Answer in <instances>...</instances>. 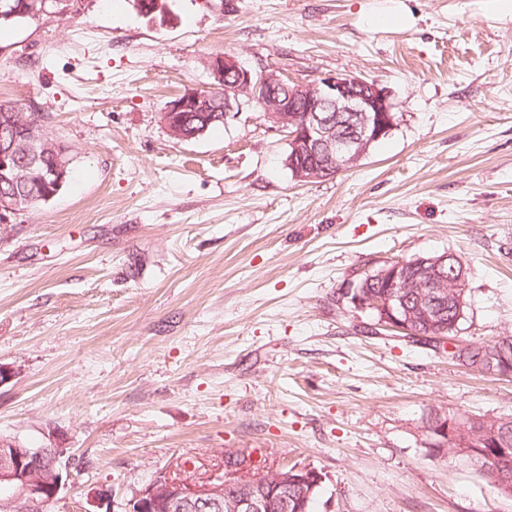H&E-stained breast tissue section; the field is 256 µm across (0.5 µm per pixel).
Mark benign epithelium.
<instances>
[{
	"label": "benign epithelium",
	"mask_w": 512,
	"mask_h": 512,
	"mask_svg": "<svg viewBox=\"0 0 512 512\" xmlns=\"http://www.w3.org/2000/svg\"><path fill=\"white\" fill-rule=\"evenodd\" d=\"M208 69L222 94L224 107L197 90H188L167 103L160 121L176 140H189L178 112L223 111L224 121L237 118L243 108L256 107L270 128L288 137L285 165L299 182L323 179L331 168L341 171L355 165L368 153L372 143L391 134L397 126L395 103L377 81L353 72H328L309 84L294 82L269 66L250 68L235 56L216 55L207 61ZM336 116H331V113ZM23 131L26 137H13L10 147L0 145V180L12 183L17 191L0 195V223L21 210L19 189L38 185L42 192L56 195L67 176L64 151L41 125L17 112L0 114V131ZM455 255L414 257L391 267H382L377 277L388 288H406V267H419L432 274L435 288L447 286L443 271ZM363 283L352 280L342 290L340 299L351 300L356 310H376L380 327L388 326L408 335L410 312L400 294L368 298L359 293ZM484 368L512 375V358L489 356ZM473 417L439 414L428 432L434 445H453L457 454H467L483 461H501L512 455V444L498 430L501 421L482 419L481 427L472 426ZM67 449L57 444L51 448H28L15 440L0 439V512H47L57 500L70 476ZM322 475L307 466L272 468L257 471L245 462L229 466L203 481L176 478L169 474L152 479L124 504V512H270L273 498L288 508V486L294 483L315 488Z\"/></svg>",
	"instance_id": "benign-epithelium-1"
}]
</instances>
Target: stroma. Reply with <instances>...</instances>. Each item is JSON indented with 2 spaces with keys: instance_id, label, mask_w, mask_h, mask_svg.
<instances>
[{
  "instance_id": "obj_1",
  "label": "stroma",
  "mask_w": 512,
  "mask_h": 512,
  "mask_svg": "<svg viewBox=\"0 0 512 512\" xmlns=\"http://www.w3.org/2000/svg\"><path fill=\"white\" fill-rule=\"evenodd\" d=\"M78 0L0 28L10 104L36 106L71 177L0 224V437L63 443L51 512L122 506L191 460L323 476L314 512H512L430 447L435 414L512 415V378L370 332L337 297L362 270L452 253L463 336H512V12L491 0ZM66 44V53L54 50ZM309 83L390 91L396 129L333 178L296 181L247 109L191 141L167 102L209 91L221 53Z\"/></svg>"
}]
</instances>
